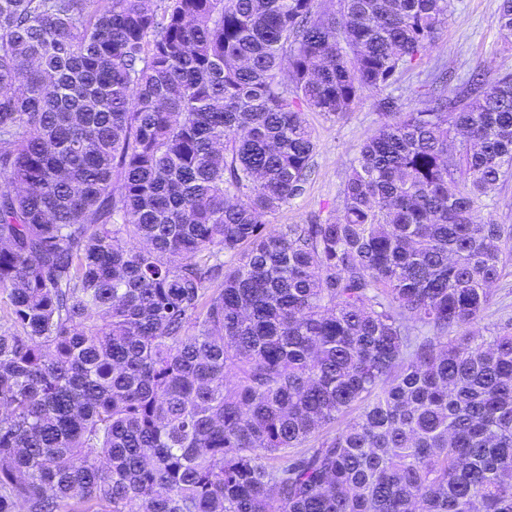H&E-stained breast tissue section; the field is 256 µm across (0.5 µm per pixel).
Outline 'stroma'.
<instances>
[{
	"instance_id": "obj_1",
	"label": "stroma",
	"mask_w": 512,
	"mask_h": 512,
	"mask_svg": "<svg viewBox=\"0 0 512 512\" xmlns=\"http://www.w3.org/2000/svg\"><path fill=\"white\" fill-rule=\"evenodd\" d=\"M452 12L435 43L398 82L394 94L413 106L424 103L435 78L448 71L463 82L476 71L486 74L512 67V34L498 24L501 0H451ZM379 94L368 93L343 119L316 113L305 118L315 130L314 174L304 193L270 215L271 225L306 224L336 217L341 210L340 188L358 147L379 125ZM492 300L477 326L489 335L497 325L512 321V263L492 287Z\"/></svg>"
}]
</instances>
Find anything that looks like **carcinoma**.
<instances>
[{
  "mask_svg": "<svg viewBox=\"0 0 512 512\" xmlns=\"http://www.w3.org/2000/svg\"><path fill=\"white\" fill-rule=\"evenodd\" d=\"M450 8L0 0V512H512V324L471 331L512 70L381 99L340 215L267 223L304 112L396 84Z\"/></svg>",
  "mask_w": 512,
  "mask_h": 512,
  "instance_id": "carcinoma-1",
  "label": "carcinoma"
}]
</instances>
